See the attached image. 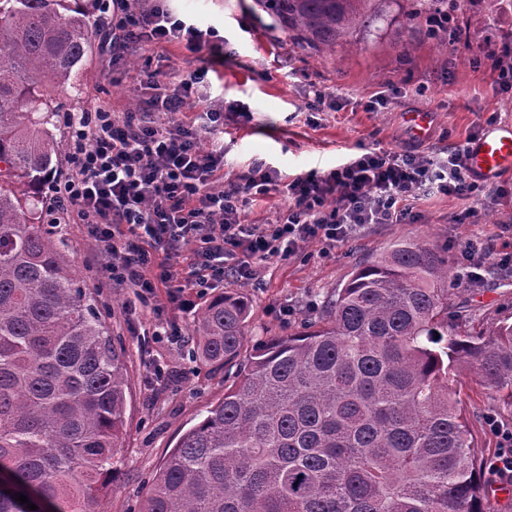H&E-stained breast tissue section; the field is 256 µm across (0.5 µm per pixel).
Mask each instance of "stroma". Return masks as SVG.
<instances>
[{
	"mask_svg": "<svg viewBox=\"0 0 512 512\" xmlns=\"http://www.w3.org/2000/svg\"><path fill=\"white\" fill-rule=\"evenodd\" d=\"M168 6L180 17L214 26L224 38L223 65L208 72L192 93L224 100L226 173L244 174L257 161L286 177L322 173L364 148L410 147L414 140L403 123L407 112L432 113L426 145L435 150L512 122V100L494 85L501 60L490 55L493 47L512 43V0H459L462 34L443 50L425 36L423 22L406 23L410 0H387L386 18L365 33L364 46H340L327 57L294 47L256 0H168ZM314 85L337 95L336 110L311 109ZM390 87H405L409 93L395 98L390 111H364L375 91ZM143 93L130 79H114L95 50L58 101L64 111L74 112L101 100L122 106ZM470 207L479 211V223H453L454 215ZM415 210L419 219L413 224H372L333 245L309 244L289 258L251 259L252 280L225 275L208 295L246 288L252 305L243 347L248 353L267 338L299 332L317 318L355 265L396 239L422 237L447 255L457 277L449 290L452 304H466L486 332L502 321L512 322V263L503 262L512 253V176L484 185L479 197L469 201L439 193L421 196ZM55 238L81 287L93 294L112 336L122 343L130 377L121 471L96 512H140L155 471L183 431L236 381L239 365L210 364L196 356L195 317L181 307L194 291L158 289L155 301L162 314L154 316L136 289L108 285L101 271L103 256L91 249L82 225H60ZM469 238L486 246L488 271L477 286L460 278L459 246ZM159 318L181 334V341L154 338ZM454 389L471 422L473 454L484 465L485 482L511 484L512 476L491 469L499 439L487 419L495 417L510 428L512 407L466 373Z\"/></svg>",
	"mask_w": 512,
	"mask_h": 512,
	"instance_id": "stroma-1",
	"label": "stroma"
}]
</instances>
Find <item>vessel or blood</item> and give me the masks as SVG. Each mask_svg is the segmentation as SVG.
<instances>
[{
	"mask_svg": "<svg viewBox=\"0 0 512 512\" xmlns=\"http://www.w3.org/2000/svg\"><path fill=\"white\" fill-rule=\"evenodd\" d=\"M469 171L475 179L493 183L512 174V124L486 130L469 144Z\"/></svg>",
	"mask_w": 512,
	"mask_h": 512,
	"instance_id": "1",
	"label": "vessel or blood"
}]
</instances>
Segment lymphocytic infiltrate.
Segmentation results:
<instances>
[{"instance_id": "lymphocytic-infiltrate-1", "label": "lymphocytic infiltrate", "mask_w": 512, "mask_h": 512, "mask_svg": "<svg viewBox=\"0 0 512 512\" xmlns=\"http://www.w3.org/2000/svg\"><path fill=\"white\" fill-rule=\"evenodd\" d=\"M92 25L110 64L172 43L200 63L176 83L157 70L130 71L150 92L137 107L101 101L63 115L71 167L52 182L48 215L54 224L87 225L117 284L151 295L180 280L204 292L223 281L238 251L291 257L368 224L417 222L421 195L471 199L480 191L463 144L429 153L367 148L327 173L289 181L256 163L225 182L223 143H201L203 134L213 135L221 107L192 96L208 67L224 61L214 28L178 18L157 0H100ZM160 112L168 122L156 121ZM273 194L286 209L250 222L248 207Z\"/></svg>"}]
</instances>
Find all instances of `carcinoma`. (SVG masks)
<instances>
[{"mask_svg": "<svg viewBox=\"0 0 512 512\" xmlns=\"http://www.w3.org/2000/svg\"><path fill=\"white\" fill-rule=\"evenodd\" d=\"M81 0H0V512H93L118 475L129 376L95 301L42 224L54 172L51 92L91 52ZM292 45L356 46L383 0H258ZM407 20L457 0H412ZM448 257L397 239L354 267L305 331L260 343L186 429L142 512H489L473 433L452 391L471 371L512 401V323L452 307ZM250 302L225 292L195 321L199 357L239 358ZM28 497L32 511L15 500Z\"/></svg>", "mask_w": 512, "mask_h": 512, "instance_id": "carcinoma-1", "label": "carcinoma"}]
</instances>
